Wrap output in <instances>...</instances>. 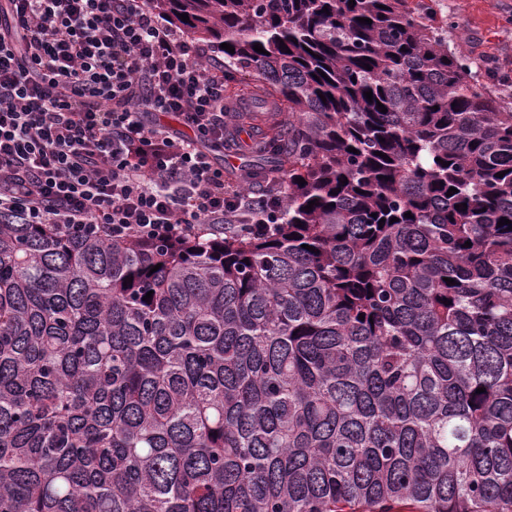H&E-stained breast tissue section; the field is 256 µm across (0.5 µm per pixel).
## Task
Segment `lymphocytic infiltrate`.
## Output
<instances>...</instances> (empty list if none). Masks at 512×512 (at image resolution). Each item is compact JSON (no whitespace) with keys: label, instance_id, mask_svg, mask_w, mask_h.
<instances>
[{"label":"lymphocytic infiltrate","instance_id":"f902f5d3","mask_svg":"<svg viewBox=\"0 0 512 512\" xmlns=\"http://www.w3.org/2000/svg\"><path fill=\"white\" fill-rule=\"evenodd\" d=\"M224 72L144 0H0V215L115 241L253 232Z\"/></svg>","mask_w":512,"mask_h":512}]
</instances>
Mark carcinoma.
Instances as JSON below:
<instances>
[{
  "instance_id": "1",
  "label": "carcinoma",
  "mask_w": 512,
  "mask_h": 512,
  "mask_svg": "<svg viewBox=\"0 0 512 512\" xmlns=\"http://www.w3.org/2000/svg\"><path fill=\"white\" fill-rule=\"evenodd\" d=\"M150 5L288 111L283 190L261 234L0 219V512H512V110L426 0Z\"/></svg>"
}]
</instances>
